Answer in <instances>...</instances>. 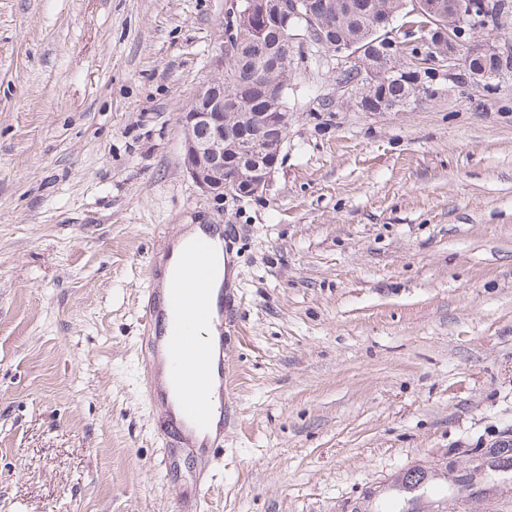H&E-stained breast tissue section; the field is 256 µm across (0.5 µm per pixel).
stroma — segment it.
Listing matches in <instances>:
<instances>
[{"label": "stroma", "mask_w": 512, "mask_h": 512, "mask_svg": "<svg viewBox=\"0 0 512 512\" xmlns=\"http://www.w3.org/2000/svg\"><path fill=\"white\" fill-rule=\"evenodd\" d=\"M231 0H0V512H181L146 268L234 244L237 416L199 512H512V76L365 112L301 42L282 162L217 201L180 117Z\"/></svg>", "instance_id": "35a3bbf8"}]
</instances>
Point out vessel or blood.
Returning a JSON list of instances; mask_svg holds the SVG:
<instances>
[{"label":"vessel or blood","mask_w":512,"mask_h":512,"mask_svg":"<svg viewBox=\"0 0 512 512\" xmlns=\"http://www.w3.org/2000/svg\"><path fill=\"white\" fill-rule=\"evenodd\" d=\"M202 231L181 250L169 288L157 287L161 275L148 269L144 309L154 368L146 395L163 410L159 436L172 451L193 453L206 470L223 450L224 419L233 407L224 340L235 333L239 306L232 289L216 285L209 264L217 247L229 245L222 227L206 224ZM213 322L218 335L200 336Z\"/></svg>","instance_id":"1"}]
</instances>
